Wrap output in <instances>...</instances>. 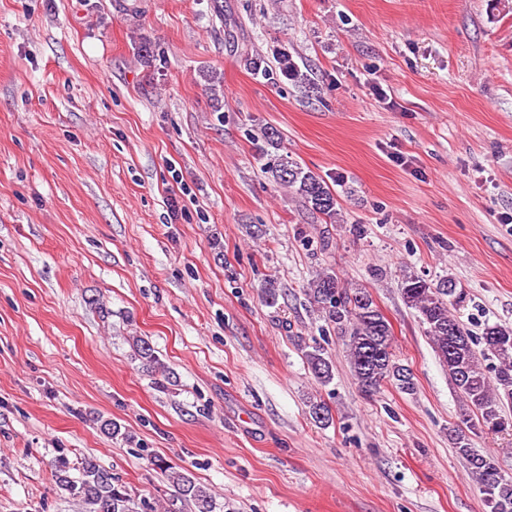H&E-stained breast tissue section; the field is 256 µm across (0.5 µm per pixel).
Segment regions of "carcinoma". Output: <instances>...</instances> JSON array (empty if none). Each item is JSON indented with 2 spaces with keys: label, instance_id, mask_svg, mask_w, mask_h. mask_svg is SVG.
Returning a JSON list of instances; mask_svg holds the SVG:
<instances>
[{
  "label": "carcinoma",
  "instance_id": "cac0c4a2",
  "mask_svg": "<svg viewBox=\"0 0 512 512\" xmlns=\"http://www.w3.org/2000/svg\"><path fill=\"white\" fill-rule=\"evenodd\" d=\"M252 64L255 73L274 85L285 78L298 87L314 88L311 78L285 47L273 53V62L258 57ZM261 140L264 146L260 147V154L267 159L264 173L288 189L306 209L334 221L337 199L326 180L280 153L283 143L278 131L271 127L261 129ZM304 292L346 346L349 368L362 394L371 396L388 382L403 392L415 391L411 369L400 363L395 354L391 324L368 291L349 289L336 272L323 270L307 283ZM401 294L406 305L419 314L425 335L459 395L460 424L449 432L456 452L480 483L490 512H512V480L501 474L494 458L477 453L471 446V435L479 430L502 432L512 428V415L508 413L512 405V329L487 324L480 335H472L448 308V298L456 294L455 284L448 278L429 282L409 276L402 282ZM279 295L277 279L267 278L262 286L264 302L273 306ZM133 345L145 365L157 364L149 342L136 337ZM303 356L319 385L327 386L333 381V364L323 346L317 342L308 345ZM492 358L498 360V365L491 378L484 362ZM168 477L178 496L191 502L195 512H214L215 502L207 487L180 471L172 470ZM56 482L60 489L82 501L84 512H135L125 487L93 460L82 462L76 478L69 474L66 463L60 462L56 466Z\"/></svg>",
  "mask_w": 512,
  "mask_h": 512
}]
</instances>
